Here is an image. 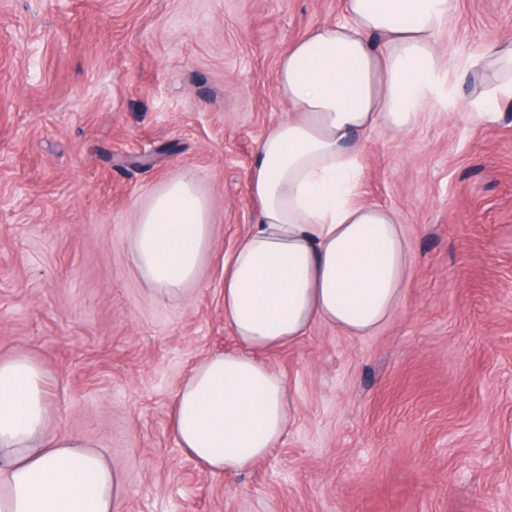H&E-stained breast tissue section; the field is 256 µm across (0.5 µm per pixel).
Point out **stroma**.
I'll return each mask as SVG.
<instances>
[{"instance_id": "obj_1", "label": "stroma", "mask_w": 512, "mask_h": 512, "mask_svg": "<svg viewBox=\"0 0 512 512\" xmlns=\"http://www.w3.org/2000/svg\"><path fill=\"white\" fill-rule=\"evenodd\" d=\"M342 7L0 0V357L41 364L52 432L125 482L114 512H512V98L473 101L461 79L512 41V0H459L447 98L367 138L361 198L410 241L396 312L369 336L316 322L266 354L292 415L252 468L209 473L172 432L193 367L236 346L224 264L255 221L257 142L289 110L278 61ZM182 176L214 212L189 300L154 293L126 246Z\"/></svg>"}]
</instances>
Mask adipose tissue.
<instances>
[{
	"label": "adipose tissue",
	"instance_id": "adipose-tissue-1",
	"mask_svg": "<svg viewBox=\"0 0 512 512\" xmlns=\"http://www.w3.org/2000/svg\"><path fill=\"white\" fill-rule=\"evenodd\" d=\"M458 0H344L341 20L313 26L279 64L291 107L259 140L250 189L256 222L224 269V324L238 343L194 367L172 429L211 473L265 458L291 415L286 381L265 363L320 320L349 336L398 309L412 266L396 213L359 200L367 136L410 132L424 102L447 92L439 35ZM479 100L512 95V42L466 69ZM213 237L210 200L171 180L134 214L128 248L160 294L186 297ZM122 477L92 443L53 435L45 374L25 354L0 357V512H112Z\"/></svg>",
	"mask_w": 512,
	"mask_h": 512
}]
</instances>
